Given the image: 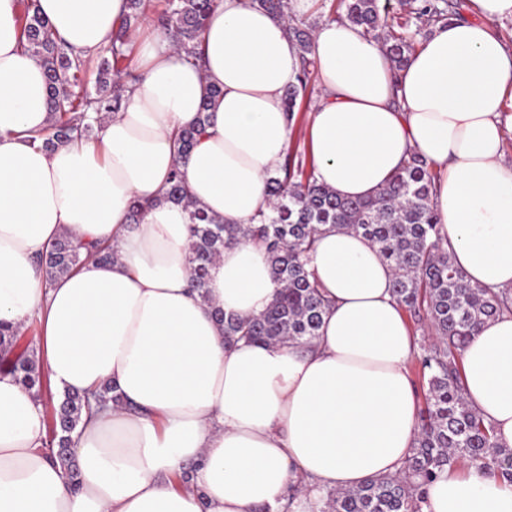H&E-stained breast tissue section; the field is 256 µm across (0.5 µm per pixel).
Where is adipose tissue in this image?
Masks as SVG:
<instances>
[{
  "label": "adipose tissue",
  "instance_id": "ef3b65f1",
  "mask_svg": "<svg viewBox=\"0 0 512 512\" xmlns=\"http://www.w3.org/2000/svg\"><path fill=\"white\" fill-rule=\"evenodd\" d=\"M473 15L434 26L402 70L346 21L313 36L322 95L311 112L317 181L366 198L410 154L436 174L433 203L456 267L475 286L512 289V47L494 22L512 0H471ZM77 53L106 50L126 0H35ZM20 0H0V322L37 323L33 357L51 391L89 400L72 435L78 477L49 455L47 398L0 372V512H322V495L396 474L422 404L417 343L377 246L323 229L307 258L330 301L305 352L228 345L214 316L263 313L278 291L264 247L225 246L190 283L189 209L225 224L268 210L265 184L291 145L284 91L300 53L285 20L257 0H215L203 59L160 31L132 39L138 82L93 139L48 152L41 64L20 46ZM221 88L206 135L180 158L207 87ZM180 168L189 205L166 200ZM146 209L129 221L133 201ZM111 246L51 275L37 260L60 236ZM465 398L512 447V312L487 320L463 353ZM119 399L98 400L104 387ZM192 479L175 485L183 471ZM421 512H512V484L474 465L444 468Z\"/></svg>",
  "mask_w": 512,
  "mask_h": 512
}]
</instances>
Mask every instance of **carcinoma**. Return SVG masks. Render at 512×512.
Here are the masks:
<instances>
[{"instance_id":"obj_1","label":"carcinoma","mask_w":512,"mask_h":512,"mask_svg":"<svg viewBox=\"0 0 512 512\" xmlns=\"http://www.w3.org/2000/svg\"><path fill=\"white\" fill-rule=\"evenodd\" d=\"M272 15L288 17V0H257ZM329 12L363 29L380 35L389 27L393 8L389 0H322ZM406 9L405 26L414 34L457 15L452 0H398ZM214 7V0H164L155 9L151 0H127V11L112 35L108 55L97 65L93 90L84 85L92 58L70 50L54 34L48 20L35 9L33 0L24 2L21 17V47L44 68L52 104V120L44 133L35 135L43 148L55 147L78 137H89L94 123L120 110L124 84L123 65L130 55L131 32L147 13L172 44L197 59L199 35ZM288 31L301 56L297 83L288 87L284 102L290 118L300 111V98L315 72L311 57L312 34L307 28L288 24ZM382 47L393 65L404 67L413 50L412 36L389 34ZM220 94L209 90L197 121L176 132L179 153L188 155L205 135L211 99ZM435 174L413 153L385 186L366 199H347L317 182L314 169L284 161L279 174L267 181L271 200L269 212H260L252 223L224 224L196 208L190 212L191 285L208 303L206 291L210 267L224 245L241 238L263 245L273 273L280 284L269 307L259 316L240 319L216 317L224 325L227 344L245 338L260 343H309L317 335L326 302L307 269L306 258L316 235L324 227L353 231L378 246L394 271L392 292L398 303L416 320H428L436 341L423 343L417 354L424 407L419 433L411 455L392 476L371 479L351 490L326 494L325 512H421L425 486L448 465H494L497 475L512 483V448L500 445L491 426L468 404L462 382V352L480 325L500 313L512 311V291L495 293L471 285L455 266L439 229L432 202ZM166 199L186 201L179 168L168 177ZM112 258V251L92 248L83 253L67 236L56 241L45 255L46 264L59 274L76 268L84 259ZM6 370L40 391L47 383L38 372L20 331L0 324V371ZM85 396L67 394L50 405V445L71 477H77L68 445L78 425Z\"/></svg>"}]
</instances>
